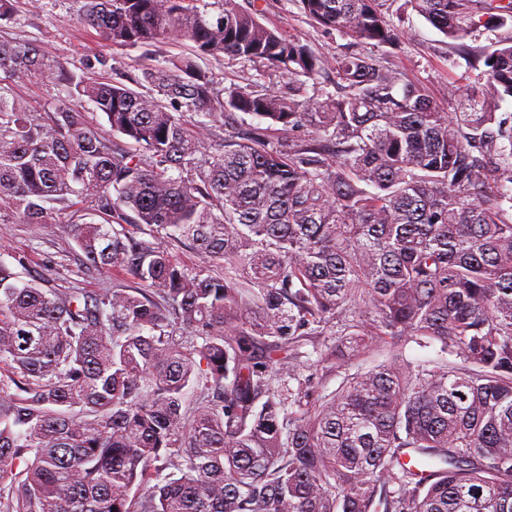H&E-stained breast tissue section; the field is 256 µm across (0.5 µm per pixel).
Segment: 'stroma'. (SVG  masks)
<instances>
[{
    "label": "stroma",
    "mask_w": 512,
    "mask_h": 512,
    "mask_svg": "<svg viewBox=\"0 0 512 512\" xmlns=\"http://www.w3.org/2000/svg\"><path fill=\"white\" fill-rule=\"evenodd\" d=\"M82 4L83 0H14L11 19L0 23V37L42 45L72 71L86 72L93 78L123 80L137 74L139 51L112 48L94 32L84 29L78 20ZM263 6L269 22L283 26L316 53L335 56L341 38L313 26L290 0H264ZM388 6L389 18L402 39L397 47L376 49V56L426 84L444 111H455L456 104L448 100L445 90L449 79L465 74L464 60L454 58L447 38L417 15L406 0H388ZM101 57L108 60V67L96 66V59ZM201 65L220 88L232 82L251 83L259 89H281L287 84L279 73L267 74L262 66L244 65L223 55L206 58ZM84 216L83 208L75 206L53 212L37 230L23 223L0 224V259L9 262L18 255L25 257V265L18 270L22 279L42 278L48 287L61 291L78 287L103 292L130 284L129 276L90 272L80 265L72 251L68 227L81 223Z\"/></svg>",
    "instance_id": "stroma-1"
}]
</instances>
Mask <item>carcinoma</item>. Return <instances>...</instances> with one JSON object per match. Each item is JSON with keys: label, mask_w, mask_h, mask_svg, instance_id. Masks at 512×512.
Returning a JSON list of instances; mask_svg holds the SVG:
<instances>
[{"label": "carcinoma", "mask_w": 512, "mask_h": 512, "mask_svg": "<svg viewBox=\"0 0 512 512\" xmlns=\"http://www.w3.org/2000/svg\"><path fill=\"white\" fill-rule=\"evenodd\" d=\"M293 2L347 51L259 0H84L144 51L127 84L0 40V223L81 205L103 222L69 225L76 256L134 280L59 291L0 261V512H512V0H408L467 63L455 112L364 53L400 41L385 0ZM481 26L505 33L467 44ZM170 37L190 52L145 54ZM221 54L288 89L217 88ZM39 78L65 97L19 93ZM265 8L267 21L284 27L288 34L299 37L316 53L326 57L336 56L339 45L346 43L336 33L327 35L313 26L289 0H265L261 2ZM169 251L172 253L174 258L190 268H200L208 270L212 274L222 272V263H209L207 259L203 258L194 250L177 243H166Z\"/></svg>", "instance_id": "1"}]
</instances>
